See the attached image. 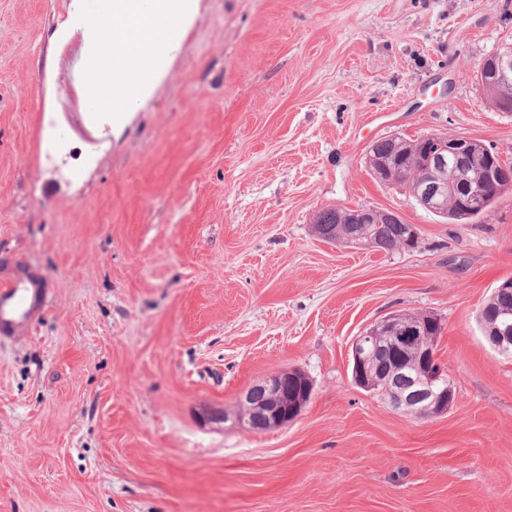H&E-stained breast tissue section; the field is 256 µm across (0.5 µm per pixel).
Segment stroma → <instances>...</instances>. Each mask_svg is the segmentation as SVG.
I'll list each match as a JSON object with an SVG mask.
<instances>
[{
  "label": "stroma",
  "mask_w": 512,
  "mask_h": 512,
  "mask_svg": "<svg viewBox=\"0 0 512 512\" xmlns=\"http://www.w3.org/2000/svg\"><path fill=\"white\" fill-rule=\"evenodd\" d=\"M94 8L0 0V269L51 288L0 343V512H512V358L476 320L512 278V191L454 223L366 165L427 133L512 162L477 77L512 0H192L129 112L97 69V102L79 88L69 21ZM336 205L419 243L323 241ZM393 311L440 319L447 413L354 383L353 339ZM280 370L312 383L292 423L201 418Z\"/></svg>",
  "instance_id": "obj_1"
}]
</instances>
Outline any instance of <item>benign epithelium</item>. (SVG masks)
Here are the masks:
<instances>
[{
    "label": "benign epithelium",
    "mask_w": 512,
    "mask_h": 512,
    "mask_svg": "<svg viewBox=\"0 0 512 512\" xmlns=\"http://www.w3.org/2000/svg\"><path fill=\"white\" fill-rule=\"evenodd\" d=\"M477 76L482 87L497 89L512 86V50L493 53L478 66ZM423 155L419 182H407L409 194L436 215H447L448 194L455 183L448 181V163L457 165V181L469 184L465 203L468 211H477L487 197L512 186V171L504 168L496 179L488 182L469 175L462 168V159L475 147L483 146L476 138L458 135L424 134L416 138ZM384 218L392 224L403 223L399 214L373 208H349L347 223L369 224L374 218ZM437 321L424 313L410 320L404 311H394L367 326L351 344L353 380L360 388L383 397L391 407L413 419L442 415L451 408L455 388L437 354V340L429 333ZM478 323L491 348L503 357L512 356V321L501 318L488 326L485 312ZM384 345L404 348L409 360L396 368L382 369L377 362L378 349ZM309 379L297 370L278 371L252 386L242 400V415L252 430L262 431L282 427L296 419L309 401Z\"/></svg>",
    "instance_id": "obj_1"
}]
</instances>
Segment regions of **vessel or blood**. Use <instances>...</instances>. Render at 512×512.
I'll list each match as a JSON object with an SVG mask.
<instances>
[{
  "instance_id": "b4317fda",
  "label": "vessel or blood",
  "mask_w": 512,
  "mask_h": 512,
  "mask_svg": "<svg viewBox=\"0 0 512 512\" xmlns=\"http://www.w3.org/2000/svg\"><path fill=\"white\" fill-rule=\"evenodd\" d=\"M47 283L30 272L8 279L0 288V340L15 339L41 311Z\"/></svg>"
}]
</instances>
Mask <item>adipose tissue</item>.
Returning <instances> with one entry per match:
<instances>
[{"label":"adipose tissue","mask_w":512,"mask_h":512,"mask_svg":"<svg viewBox=\"0 0 512 512\" xmlns=\"http://www.w3.org/2000/svg\"><path fill=\"white\" fill-rule=\"evenodd\" d=\"M188 9V0H97L93 20L102 37L86 48L103 61L105 78L121 77L114 111H129L135 99L150 95L160 61L175 47L170 31Z\"/></svg>","instance_id":"1"}]
</instances>
